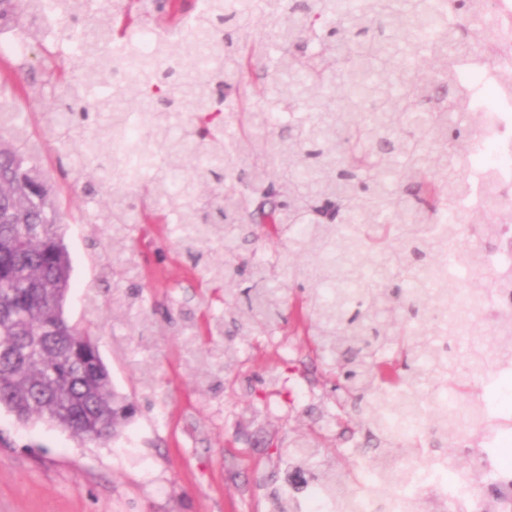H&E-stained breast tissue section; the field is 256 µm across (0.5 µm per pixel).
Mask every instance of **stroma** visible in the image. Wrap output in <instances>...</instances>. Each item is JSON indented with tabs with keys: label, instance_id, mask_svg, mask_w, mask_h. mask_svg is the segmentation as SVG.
I'll use <instances>...</instances> for the list:
<instances>
[{
	"label": "stroma",
	"instance_id": "obj_1",
	"mask_svg": "<svg viewBox=\"0 0 512 512\" xmlns=\"http://www.w3.org/2000/svg\"><path fill=\"white\" fill-rule=\"evenodd\" d=\"M77 159L52 140L40 158L65 213L71 288L64 316L94 335L113 388L135 412L118 438L95 443L43 422L21 425L0 408V512H272V491L288 490L301 504L315 483L310 470L293 481L278 450L317 429L341 468L365 470L374 444L352 450L350 429L334 423L331 384L297 317L281 330L293 337L296 356L272 350L269 334L233 330L238 361L200 375L189 353L209 341L190 330L224 306L205 305L198 274L156 225L134 235L150 254L139 281L150 305L169 309L172 321L159 331L116 317L115 287L101 274L99 242L109 230L88 222L106 195L70 186ZM91 297L97 309H89ZM147 375L153 386L144 384ZM301 383L309 390L303 401L294 392Z\"/></svg>",
	"mask_w": 512,
	"mask_h": 512
}]
</instances>
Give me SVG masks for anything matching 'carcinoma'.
Here are the masks:
<instances>
[{"label":"carcinoma","mask_w":512,"mask_h":512,"mask_svg":"<svg viewBox=\"0 0 512 512\" xmlns=\"http://www.w3.org/2000/svg\"><path fill=\"white\" fill-rule=\"evenodd\" d=\"M62 5L82 48L71 77L47 73L57 92L40 114L42 135L32 133L23 113L0 109L1 408L21 422L47 420L90 441L115 436L130 418L96 343L63 315L70 261L59 193L38 166L47 137L98 161L108 202L89 223L106 225L118 242L130 239L140 219L167 225L205 281L224 287L235 304L233 322L245 315L243 329L279 328L291 272L255 252H238V240L256 227L241 223L242 201L224 188V178L236 171L255 197L278 184L256 221L286 237L293 252L320 259L298 274L299 312L313 323L316 350L328 358L336 389L384 448L373 459L379 469L393 453L383 402L405 393L429 411L440 386L472 367L512 358V334L492 336L460 357L451 342L406 329L436 312L428 285L442 283L450 244L455 264L483 271L471 283L477 296L512 293V269L493 267L486 256L512 212L490 217L465 206L478 188L462 161L482 122L462 72L503 50L485 22L487 0H356L348 13L337 0H255L247 11L202 0L188 17L173 8L157 44L166 67L113 84L129 102H153L140 118L159 168L137 184L107 175L99 153V134H123L126 116L112 111L110 99L89 110L85 92L108 70L113 45L133 48L155 0H112L91 19L86 0ZM433 8L441 24L418 43L433 72L397 68L412 31ZM42 13V0H0V35L17 32L43 45ZM258 17L274 37L272 57L255 36ZM199 39L211 53L204 68L186 75L180 59L194 54ZM261 64L272 79L258 86L252 75ZM226 85L245 99L261 98L234 127L225 115ZM190 156L202 164L187 173ZM331 199L339 224L317 216L318 205ZM465 218L479 225L481 242L458 247ZM218 251L227 260L214 261ZM360 253L378 257L373 268L348 259ZM144 258L131 248L114 251L108 269L130 278ZM139 296L117 295L113 304L127 318L145 320ZM221 357L235 360L236 348L226 345L195 362L206 372ZM459 394L480 434L492 432L479 394L465 387ZM431 431L438 448L458 441L442 416ZM347 478L356 474L329 469L321 485L336 498Z\"/></svg>","instance_id":"cac0c4a2"}]
</instances>
